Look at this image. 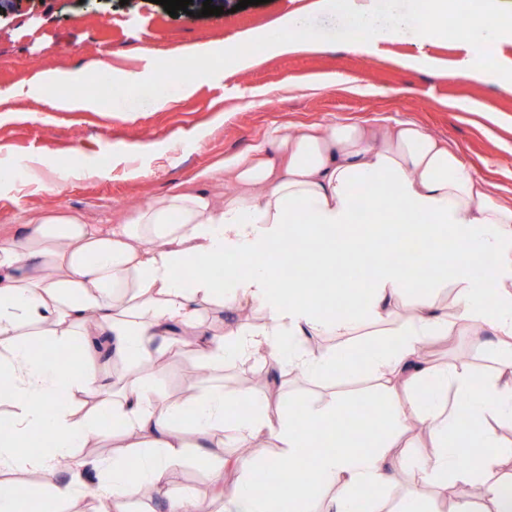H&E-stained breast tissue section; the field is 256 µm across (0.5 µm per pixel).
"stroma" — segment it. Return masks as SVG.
<instances>
[{"label":"stroma","instance_id":"obj_1","mask_svg":"<svg viewBox=\"0 0 512 512\" xmlns=\"http://www.w3.org/2000/svg\"><path fill=\"white\" fill-rule=\"evenodd\" d=\"M238 2L212 0L223 10L219 16L182 12L174 18L155 0H19L0 19V164L28 162L35 174L0 181V239L13 236L31 214H76L106 230L175 190L227 195L226 160L310 123L380 117L415 122L458 146L482 175L512 195V93L493 74L481 83L457 75L464 50L435 36L416 34L384 45L373 58L332 42L313 51H264L249 69H225L174 88L163 109L152 102L50 100L41 90L53 80L79 78L102 45L112 55L114 78L131 71L146 77L155 61L246 42L293 13L316 19L325 30L336 27L332 16L315 10L316 0H263L242 10ZM336 75L352 79V87L315 88V81ZM205 170L209 179H200ZM400 322L396 315L364 323L355 333L309 337L305 348L325 357L347 355L352 365L314 380L284 373L282 399L347 409L366 403L373 381L363 366ZM427 356L484 379L497 367L493 351L455 331L433 339ZM163 364L154 383L165 400L185 399L208 385L264 390L251 379L264 369L261 360L240 359L202 375L197 351L177 349ZM214 486L212 470L193 454L168 476L171 492L190 493L218 512Z\"/></svg>","mask_w":512,"mask_h":512}]
</instances>
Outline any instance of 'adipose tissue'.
Listing matches in <instances>:
<instances>
[{"label": "adipose tissue", "mask_w": 512, "mask_h": 512, "mask_svg": "<svg viewBox=\"0 0 512 512\" xmlns=\"http://www.w3.org/2000/svg\"><path fill=\"white\" fill-rule=\"evenodd\" d=\"M224 175L235 195L217 200L205 191H175L159 198L128 223L102 230L76 215L45 213L28 218L17 236L0 241V399L13 407V436L0 440V512H62L74 497L95 503V512H131L143 490L165 497L167 512H182L185 497L170 493L169 471L195 448L215 473L224 512H356L359 502L380 504L401 468L395 450L418 427L426 428L432 456L416 467L402 512H434L425 488L480 485L483 503L457 502L452 512H512V471L495 474L500 444L490 421H512V196L497 193L460 149L408 121H346L303 126L277 135L266 146L229 160ZM376 224L386 241H426L418 273L399 263L383 266L359 298H346L335 270L356 271V252L336 248L340 237L362 242L364 225ZM311 230L321 257L316 281L330 284L331 301L346 313L279 286L281 258L299 252ZM195 268L185 278L186 268ZM452 287L453 299L431 298ZM210 303L239 313L252 309L262 320L252 328L216 329L199 339L200 308ZM405 315L392 338L373 354L369 368L381 396L379 422L360 421L338 432L342 415L333 405L272 406L269 396L220 387L199 390L191 401H161L142 362L170 348L172 327L180 342L201 344L209 363L265 360L267 375L285 371L316 378L337 362L303 348L306 337L338 334L384 320L396 308ZM48 337L33 351L29 332ZM458 331L490 335L497 368L476 383L463 368L424 360L433 337ZM76 336H102L107 350L99 364L61 371L57 354ZM292 344H284V337ZM120 361L111 375L105 364ZM456 390L461 412L438 401ZM245 402L229 412L230 400ZM110 409L102 427L98 412ZM189 425L193 445L181 437ZM121 439L130 452L105 460L85 455L98 439ZM42 452L26 454L35 440ZM257 439L274 441L283 457L304 473L270 495L253 482L256 468L268 479L278 460L256 464L242 455ZM238 454H230V447ZM474 456L464 472L455 456ZM70 459L68 478L57 460ZM37 469L43 491L34 494L7 482L18 465ZM333 488L321 498L322 487Z\"/></svg>", "instance_id": "adipose-tissue-1"}]
</instances>
